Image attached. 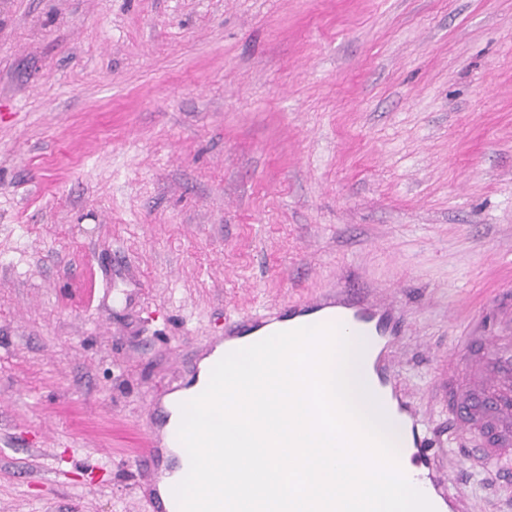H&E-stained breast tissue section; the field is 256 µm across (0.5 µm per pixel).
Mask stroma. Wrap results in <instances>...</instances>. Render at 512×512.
<instances>
[{
  "label": "stroma",
  "mask_w": 512,
  "mask_h": 512,
  "mask_svg": "<svg viewBox=\"0 0 512 512\" xmlns=\"http://www.w3.org/2000/svg\"><path fill=\"white\" fill-rule=\"evenodd\" d=\"M390 296L441 388L512 290V0H0V512H154L131 457L224 320Z\"/></svg>",
  "instance_id": "35a3bbf8"
}]
</instances>
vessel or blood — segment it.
<instances>
[{
	"mask_svg": "<svg viewBox=\"0 0 512 512\" xmlns=\"http://www.w3.org/2000/svg\"><path fill=\"white\" fill-rule=\"evenodd\" d=\"M494 314L499 323L507 325V332L476 337L474 345L462 355L448 357L455 428L470 433L472 455L487 459L512 446V299L499 298ZM309 325H335L373 337L371 372L375 397L402 419L407 430V445L397 454L408 457L413 465L410 483L427 497L435 512H468L455 485L444 487L437 481V458L429 448L428 434L411 407L409 394L396 380L395 346L402 321L392 299L346 285L326 296L232 317L224 324V349L231 352L241 343L252 344L265 336ZM179 445L177 435H150L146 448L136 458L142 484L154 483L165 449Z\"/></svg>",
	"mask_w": 512,
	"mask_h": 512,
	"instance_id": "obj_1",
	"label": "vessel or blood"
}]
</instances>
